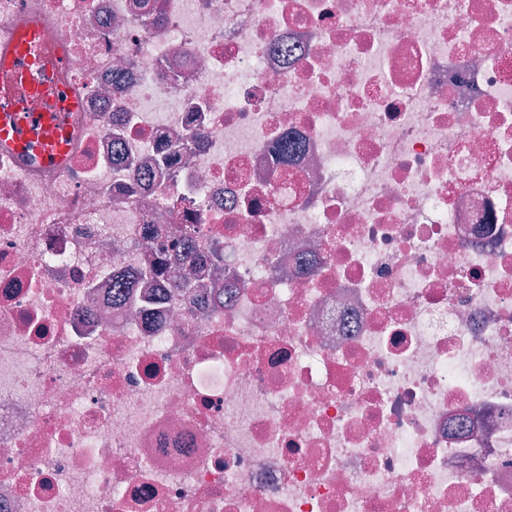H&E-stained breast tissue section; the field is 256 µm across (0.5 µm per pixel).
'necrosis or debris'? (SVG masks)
I'll return each instance as SVG.
<instances>
[{
  "label": "necrosis or debris",
  "mask_w": 512,
  "mask_h": 512,
  "mask_svg": "<svg viewBox=\"0 0 512 512\" xmlns=\"http://www.w3.org/2000/svg\"><path fill=\"white\" fill-rule=\"evenodd\" d=\"M32 17L77 107L0 146V512H512V0ZM0 103V143L33 156L41 165L61 166L66 134L54 127L50 113L23 112L17 101L6 97H1Z\"/></svg>",
  "instance_id": "necrosis-or-debris-1"
}]
</instances>
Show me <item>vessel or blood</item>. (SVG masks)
Instances as JSON below:
<instances>
[{
  "label": "vessel or blood",
  "instance_id": "b4317fda",
  "mask_svg": "<svg viewBox=\"0 0 512 512\" xmlns=\"http://www.w3.org/2000/svg\"><path fill=\"white\" fill-rule=\"evenodd\" d=\"M38 33V23L28 22L14 42L0 46V73L14 71L25 45L35 41ZM65 139V133L55 128L47 113L26 112L17 101L6 97L0 99V144L17 153L33 156L41 165L59 166L66 156Z\"/></svg>",
  "mask_w": 512,
  "mask_h": 512
}]
</instances>
